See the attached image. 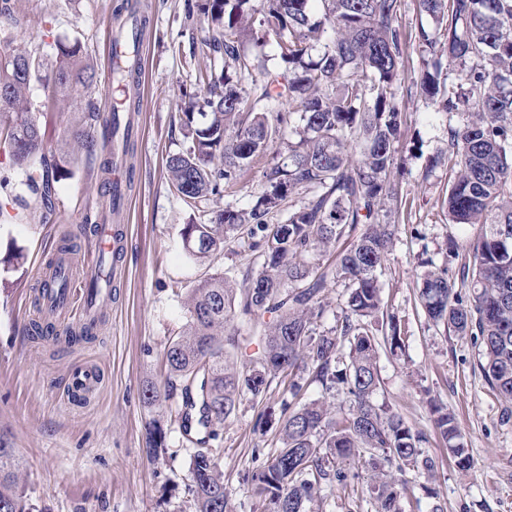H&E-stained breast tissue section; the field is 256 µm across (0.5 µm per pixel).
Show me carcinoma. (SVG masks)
I'll return each mask as SVG.
<instances>
[{
  "label": "carcinoma",
  "instance_id": "1",
  "mask_svg": "<svg viewBox=\"0 0 512 512\" xmlns=\"http://www.w3.org/2000/svg\"><path fill=\"white\" fill-rule=\"evenodd\" d=\"M401 0H187L188 12L207 17L210 50L223 55L221 72H199L202 107L209 120L192 125L184 113L187 146L167 156L170 187L189 207L233 189L274 142L292 134L288 157L263 171L262 190L246 209L226 206L207 224L181 229L185 254L206 262L224 250V236L242 233L263 258L242 284L224 272L209 273L187 302L183 334L165 352V391H144L152 404L179 390L184 421L198 410L207 438L214 426L248 396L263 397L272 382L288 400L280 412V446L248 472L251 496L267 512H321L336 492L346 512H404L406 475L431 487L438 463L423 451L427 434L410 426L384 391L379 360L405 347L401 323L384 308L377 275L398 232V191L391 185L403 112L398 102L406 39L398 25ZM436 23L421 27L427 58L416 83L420 97L438 111L466 120L448 129L456 178L444 199L448 221L476 229L468 249L449 251L461 260L465 298L448 269L421 277L425 314L459 336L479 341L480 367L499 397L512 400V0H418ZM274 37L276 64L264 52ZM255 49H243L246 37ZM317 56L312 51L317 45ZM35 60L0 47V119L25 186L48 194L52 179L44 133L31 115ZM94 78L78 45L58 49L56 71L44 108L55 109L79 85ZM261 102L287 104L273 120L256 111ZM302 193L282 221L272 219L282 201ZM347 247L338 252L336 243ZM335 252L312 264L315 252ZM332 284L345 288L342 315L327 328L319 322ZM242 315L261 328L258 351L242 365L224 355L238 345L226 326ZM320 396L301 401L310 386ZM435 435L457 469L467 473L469 449L454 413L428 403ZM364 460V467L355 461ZM195 512H237L224 486L220 450L201 448L190 463ZM0 512H34L15 449L0 436Z\"/></svg>",
  "mask_w": 512,
  "mask_h": 512
}]
</instances>
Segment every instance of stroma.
Instances as JSON below:
<instances>
[{
    "label": "stroma",
    "instance_id": "1",
    "mask_svg": "<svg viewBox=\"0 0 512 512\" xmlns=\"http://www.w3.org/2000/svg\"><path fill=\"white\" fill-rule=\"evenodd\" d=\"M123 0H11L12 18L0 23V41L40 63L32 84L33 117H40L60 43H79L95 67L92 86L78 89L71 106L55 110L54 131L45 146L49 165L59 168L52 210L21 192L12 157L0 159V432L16 449L28 495L40 512H194L189 491L190 461L197 448L179 426L180 396L149 405L142 392L164 387L165 348L186 322L188 296L211 269L242 282L257 273L261 260L246 238L226 235L224 250L210 264L189 259L182 250L184 225L207 221L226 206L244 208L262 182L263 163L241 177L232 193L194 211L170 189L165 158L183 149L180 117L185 96L197 89L200 68L213 64L206 45L207 20L188 14L185 0H140L147 24L141 45V71L130 94L137 104V135L128 155L132 172L125 222V269L112 289V303L90 343L68 345L29 334L30 300L39 282L38 265L51 258L63 236H70L74 269L84 273L83 255L92 232L79 214L86 198L101 200L100 167L110 156L106 143L74 144L72 133L88 129L92 112L108 114L122 89L109 83L108 47L122 22ZM398 25L407 37L402 61L405 84L422 66L415 39L419 28L434 29L417 0H403ZM406 114L393 176L400 181L403 221L381 274L389 309L405 327L406 351L380 359L389 398L415 428H430L427 397L447 404L459 422L473 458L461 475L437 441L425 446L436 457L435 487L447 512H512V401L493 393L479 366L473 337L445 334L425 316L417 296L422 261L447 268L448 244L466 248L471 227L452 224L442 200L455 178L451 164H433L448 151V130L463 124L459 114L437 111L420 97L399 92ZM92 362L105 375L90 401L67 404L62 386L72 366ZM283 388L270 386L263 400H244L218 430L224 484L237 512H265L250 497L244 478L253 467L252 450H273L277 422L255 428L265 409L279 410ZM168 430L166 445L150 452L152 423Z\"/></svg>",
    "mask_w": 512,
    "mask_h": 512
}]
</instances>
